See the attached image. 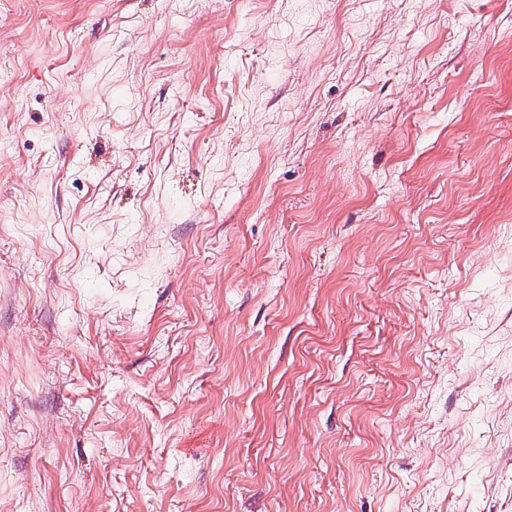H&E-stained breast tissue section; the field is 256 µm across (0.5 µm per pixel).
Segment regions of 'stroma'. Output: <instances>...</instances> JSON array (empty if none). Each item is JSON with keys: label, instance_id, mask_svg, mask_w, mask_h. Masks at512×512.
<instances>
[{"label": "stroma", "instance_id": "1", "mask_svg": "<svg viewBox=\"0 0 512 512\" xmlns=\"http://www.w3.org/2000/svg\"><path fill=\"white\" fill-rule=\"evenodd\" d=\"M0 512H512V0H0Z\"/></svg>", "mask_w": 512, "mask_h": 512}]
</instances>
